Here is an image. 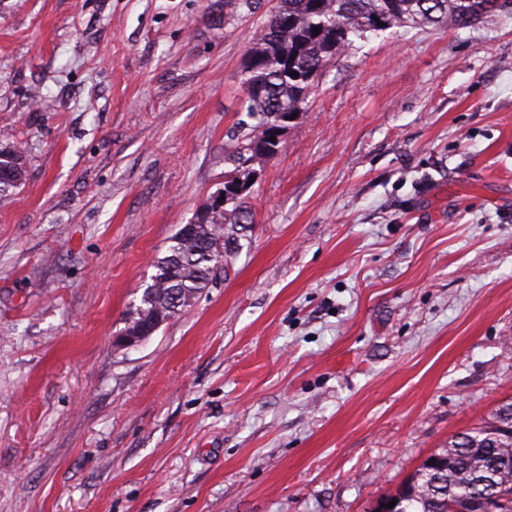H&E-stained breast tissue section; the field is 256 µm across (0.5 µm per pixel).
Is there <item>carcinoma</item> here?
I'll return each instance as SVG.
<instances>
[{"label":"carcinoma","instance_id":"carcinoma-1","mask_svg":"<svg viewBox=\"0 0 512 512\" xmlns=\"http://www.w3.org/2000/svg\"><path fill=\"white\" fill-rule=\"evenodd\" d=\"M511 10L512 0H279L247 51V119L233 127L234 146L224 161L238 169L273 158L279 142L270 141L272 127L304 109L318 72L354 40L407 23L463 28ZM26 161L20 143L0 149V198L23 183ZM249 190L247 182L231 178L224 183L223 207L195 214L193 233L178 230L168 254L153 262L154 273L127 326H160L209 287L222 258L220 247L242 221V199ZM432 459L435 464H423L392 496L398 512H474L469 499L492 485L497 512H512V403L499 408L493 421L454 436Z\"/></svg>","mask_w":512,"mask_h":512}]
</instances>
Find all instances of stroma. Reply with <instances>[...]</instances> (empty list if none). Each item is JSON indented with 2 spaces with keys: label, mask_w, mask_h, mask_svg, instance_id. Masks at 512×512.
I'll return each instance as SVG.
<instances>
[{
  "label": "stroma",
  "mask_w": 512,
  "mask_h": 512,
  "mask_svg": "<svg viewBox=\"0 0 512 512\" xmlns=\"http://www.w3.org/2000/svg\"><path fill=\"white\" fill-rule=\"evenodd\" d=\"M0 0V512H374L512 401V13L318 77L180 315L115 340L223 192L278 0ZM26 161L27 150L22 143L0 149V198L10 195L23 183Z\"/></svg>",
  "instance_id": "obj_1"
}]
</instances>
